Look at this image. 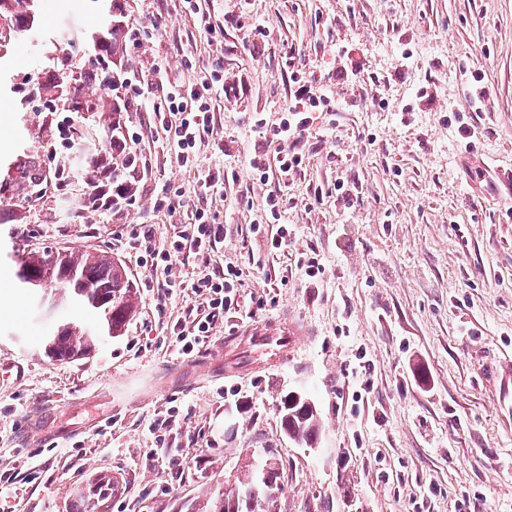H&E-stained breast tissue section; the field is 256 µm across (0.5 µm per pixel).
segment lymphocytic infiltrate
<instances>
[{"instance_id": "f902f5d3", "label": "lymphocytic infiltrate", "mask_w": 512, "mask_h": 512, "mask_svg": "<svg viewBox=\"0 0 512 512\" xmlns=\"http://www.w3.org/2000/svg\"><path fill=\"white\" fill-rule=\"evenodd\" d=\"M153 86L163 92L162 103L150 106L156 131L161 133L179 166L196 167L198 151L214 130L217 103L228 92L223 67L216 64L205 69L203 74L192 73L187 79L174 82L169 79L167 70L159 65L150 83L137 81L131 84V94L137 99L145 98ZM331 102L329 93L324 92L308 96L290 107L288 118L279 124L275 132L283 144L282 150L272 159L264 153H253L248 160L250 168L264 174L274 165L283 176L300 169L303 155L292 140L310 131L313 112ZM116 148L126 158L125 169L118 174L108 168L98 173L100 192L91 199L93 210L121 212L137 193L133 179L137 157L141 153V140L136 136L124 138ZM151 198L155 211L172 216L182 210L187 217L182 230L162 244L153 243L151 232H144V253L140 258L141 263L150 265L152 272L158 273L157 287L168 292L180 287L202 297L206 303L203 315L194 318L192 323L178 322L170 328L176 352L187 355L208 339L219 316L236 304L243 272L234 266L222 269L210 266L211 254L224 237V226L210 209L189 205L182 195L170 194L165 188L153 189ZM182 254L201 257L202 263L191 279L175 282L171 279L172 259Z\"/></svg>"}]
</instances>
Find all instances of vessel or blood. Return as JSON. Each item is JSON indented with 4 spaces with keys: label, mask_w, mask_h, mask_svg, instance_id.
Instances as JSON below:
<instances>
[{
    "label": "vessel or blood",
    "mask_w": 512,
    "mask_h": 512,
    "mask_svg": "<svg viewBox=\"0 0 512 512\" xmlns=\"http://www.w3.org/2000/svg\"><path fill=\"white\" fill-rule=\"evenodd\" d=\"M307 326L299 319L281 314L266 321L237 330L228 337L229 343H250L263 354L277 358L297 354L302 336L308 335ZM496 398V411L503 424L512 423V354L492 364L487 371Z\"/></svg>",
    "instance_id": "obj_1"
}]
</instances>
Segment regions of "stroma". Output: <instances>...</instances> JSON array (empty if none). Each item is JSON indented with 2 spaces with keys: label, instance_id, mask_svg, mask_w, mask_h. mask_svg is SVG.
<instances>
[{
  "label": "stroma",
  "instance_id": "obj_1",
  "mask_svg": "<svg viewBox=\"0 0 512 512\" xmlns=\"http://www.w3.org/2000/svg\"><path fill=\"white\" fill-rule=\"evenodd\" d=\"M107 4L140 31L123 48L126 76H151L164 56L170 79L187 77L186 62H218L242 87L220 102L213 143L198 158L224 169L216 200L153 141L144 103L123 115L124 131L143 138L151 185L211 207L224 226L214 261L244 271L238 306L188 355L175 353L167 326L191 321L200 300L153 287L135 243L148 226L164 242L184 214L164 218L142 195L105 217L84 211V175L37 200L19 179L32 161L43 172L75 170L63 128L99 139V113L48 111L31 90L59 59L88 66L86 37ZM211 9L224 29L213 42L172 0H43L36 36L0 59V180L10 181L0 195V475L12 482L0 512H74L77 490L101 477L115 485L98 512H188L268 461L280 489L258 493L259 512H512V430L485 380L494 358L512 351V194L502 180L512 171V0H214ZM294 70L313 93L332 90L335 112L315 113L298 143L304 165L282 184L246 166L249 118H284ZM471 72L489 93L471 119L479 170L461 166L465 142L448 120L449 108L468 107ZM275 192L292 229L277 255L249 231ZM87 249L121 261L139 306L122 335L54 361L43 337L85 313L31 315L36 298L12 258ZM302 252L324 268L315 284L296 266ZM285 311L312 330L299 357L255 369L243 348L239 374L211 379L206 362L233 328ZM360 347L373 383L362 401L352 372ZM291 395L316 409L311 444L282 426ZM172 405L173 429L151 434ZM163 452L183 465L154 462ZM34 454L43 462L35 479Z\"/></svg>",
  "mask_w": 512,
  "mask_h": 512
}]
</instances>
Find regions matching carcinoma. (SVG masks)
Wrapping results in <instances>:
<instances>
[{"label":"carcinoma","instance_id":"cac0c4a2","mask_svg":"<svg viewBox=\"0 0 512 512\" xmlns=\"http://www.w3.org/2000/svg\"><path fill=\"white\" fill-rule=\"evenodd\" d=\"M38 0H0V15L12 18L14 26H24L35 33L37 22H29L36 12ZM97 53L112 59L123 57L121 24L114 20L90 35ZM98 72L94 67L74 69L67 61L53 68L38 90L57 102L59 112H79L82 98L96 83ZM88 109L110 117V124L103 128L101 147L90 156L88 167L91 176L86 180L94 188L96 172L111 164L107 146L119 139L123 112L128 104L116 94L95 96ZM16 278L24 288L34 289V281L55 284L62 289V301L94 313L97 321L88 326L73 319L59 324L53 334L43 342L44 353L56 360L78 359L90 354L104 334L121 335L138 306L136 291L122 265L106 253L84 251L74 253L28 252L14 260ZM282 421L288 435L307 443L318 432V421L312 407L301 398L290 397L282 407ZM110 482L95 481L78 493L76 512H97L98 500Z\"/></svg>","mask_w":512,"mask_h":512}]
</instances>
